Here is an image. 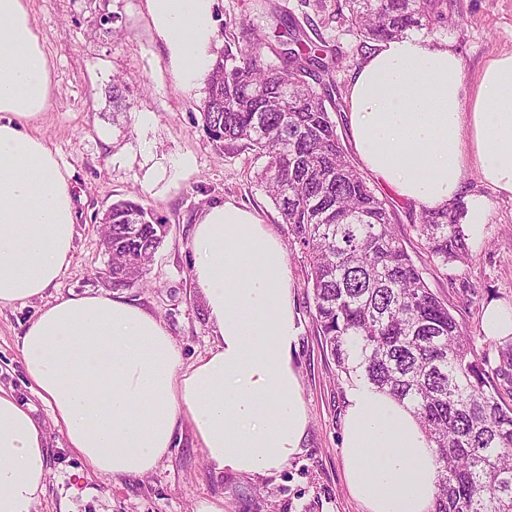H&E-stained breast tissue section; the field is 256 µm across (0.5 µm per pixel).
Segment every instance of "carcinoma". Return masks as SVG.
<instances>
[{
  "mask_svg": "<svg viewBox=\"0 0 512 512\" xmlns=\"http://www.w3.org/2000/svg\"><path fill=\"white\" fill-rule=\"evenodd\" d=\"M365 55L375 44L448 23V0H345ZM245 45L214 61L201 107L205 132L266 163L259 179L288 225L290 252L308 267L315 321L340 372L408 404L433 448V512H512V343L498 365L479 357L448 307L403 248L386 200L348 157L325 98L343 56L298 27L270 39L243 27ZM271 55L274 60H266ZM103 240H112L114 288L143 280L162 241L133 199L112 203ZM462 212L452 204L420 213L414 225L431 257L469 259Z\"/></svg>",
  "mask_w": 512,
  "mask_h": 512,
  "instance_id": "carcinoma-1",
  "label": "carcinoma"
}]
</instances>
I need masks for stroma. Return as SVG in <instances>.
I'll list each match as a JSON object with an SVG mask.
<instances>
[{"instance_id": "1", "label": "stroma", "mask_w": 512, "mask_h": 512, "mask_svg": "<svg viewBox=\"0 0 512 512\" xmlns=\"http://www.w3.org/2000/svg\"><path fill=\"white\" fill-rule=\"evenodd\" d=\"M340 0H279L289 19L309 23L344 57L336 74L348 96L365 58L356 35L335 20ZM53 74L51 103L32 122L60 164L78 200L73 258L57 286L43 297L0 307V387L32 409L46 428L48 475L39 512H194L200 500H223L224 512H361L351 496L341 458L348 381L322 346L313 319L307 269L300 254H287L288 278L299 333L292 349L309 419L300 453L280 471L251 479L214 472L190 430L178 431L157 467L141 476L110 479L87 469L68 447L45 404L31 390L20 353L27 323L60 297L111 291L104 276L108 256L100 217L113 201L136 194L164 229L163 241L143 284L119 294L159 319L184 364L204 356L214 339L205 300L192 274L191 228L211 204L231 202L255 213L280 238L288 227L256 178L265 164L247 151L221 148L203 130L204 90L188 95L177 86L158 43L144 0H29ZM113 18L101 25L103 15ZM217 51L226 31L248 23L273 32L265 0H217ZM464 63L472 85L484 64L512 50V0H448V23L427 37ZM125 82L128 106L112 107L114 78ZM387 199L400 242L428 286L447 305L479 356L498 364L511 339L487 335L488 305L512 309V196L494 191L476 169L464 177L465 195L489 202L481 239L470 241L467 263L440 265L414 226L419 210L367 175Z\"/></svg>"}]
</instances>
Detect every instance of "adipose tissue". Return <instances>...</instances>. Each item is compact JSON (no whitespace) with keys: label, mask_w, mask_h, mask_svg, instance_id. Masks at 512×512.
I'll list each match as a JSON object with an SVG mask.
<instances>
[{"label":"adipose tissue","mask_w":512,"mask_h":512,"mask_svg":"<svg viewBox=\"0 0 512 512\" xmlns=\"http://www.w3.org/2000/svg\"><path fill=\"white\" fill-rule=\"evenodd\" d=\"M215 6L145 0L184 93L215 58ZM51 88L27 0H0V307L43 296L72 258L68 174L29 129ZM348 120L364 167L417 209L462 197L472 167L512 195V52L491 58L468 88L451 50L414 36L381 43L353 78ZM465 200L467 232L480 238L488 203ZM191 246L216 336L192 364L155 316L112 292L55 301L25 328L20 353L32 388L95 474L152 471L180 425L220 473L266 476L301 450L308 416L282 242L251 212L218 203L203 212ZM342 461L364 512H432V451L413 413L390 395L349 387ZM46 479L44 429L0 388V512H34Z\"/></svg>","instance_id":"ef3b65f1"}]
</instances>
